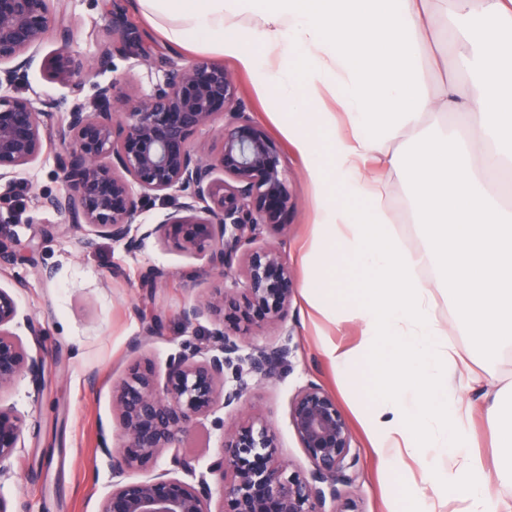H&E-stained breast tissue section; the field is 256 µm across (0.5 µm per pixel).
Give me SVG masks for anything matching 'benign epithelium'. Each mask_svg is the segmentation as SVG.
Masks as SVG:
<instances>
[{"mask_svg":"<svg viewBox=\"0 0 512 512\" xmlns=\"http://www.w3.org/2000/svg\"><path fill=\"white\" fill-rule=\"evenodd\" d=\"M128 0H109L105 18L114 41L101 44L98 68L115 69L114 57L146 56L138 30L128 18ZM56 36L62 47L41 61L51 79L71 87L77 98L58 130L64 145L56 157L62 190L42 193L38 206L65 217L75 227L128 251L151 237L208 256L224 286L200 294L183 308L194 325L213 323L205 344L186 341L170 355L164 383L149 364H136L112 389V413L122 429V447L111 450L112 471L152 463L172 450L171 468L149 479L119 482L102 500L99 512H353L342 487L354 481L359 458L351 452L352 434L336 399L309 382L292 398L288 420L310 462L302 470L284 458L275 428L259 416L222 431L219 458L207 473L177 448L199 418L217 406L238 409L254 386L280 377L292 355L290 333L275 343L244 348L237 337L259 323L285 319L294 291L292 271L274 239L287 228L283 216L294 200L280 168L279 152L241 99L224 67L204 62L157 64L161 75L143 95L124 90V75L95 82L94 94L80 99L84 83L97 71L74 80L67 52L71 30L63 23L62 0H0V181L35 163L47 141L45 118L51 99L14 95L16 82L37 60L41 44ZM223 119L220 150L205 154L192 138ZM14 187L0 192V223L13 212ZM159 199L170 209L153 227L136 223L146 203ZM16 279L0 287V393L27 377L39 389L43 371L44 329L21 315ZM31 336L26 347L17 329ZM27 427L10 405L0 403V475L7 469ZM191 476L184 480L175 473Z\"/></svg>","mask_w":512,"mask_h":512,"instance_id":"1","label":"benign epithelium"}]
</instances>
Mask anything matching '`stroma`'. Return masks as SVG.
<instances>
[{
  "instance_id": "obj_1",
  "label": "stroma",
  "mask_w": 512,
  "mask_h": 512,
  "mask_svg": "<svg viewBox=\"0 0 512 512\" xmlns=\"http://www.w3.org/2000/svg\"><path fill=\"white\" fill-rule=\"evenodd\" d=\"M103 3H64L65 23L74 30L69 54L83 70L95 64L101 43L109 37ZM128 15L145 39L165 55L182 63L218 64L232 74L239 97L279 150L281 168L295 202L285 218L286 234L278 242L297 283L287 318L280 324L251 328L241 342L247 347L271 344L287 331L296 350L279 379L252 390L240 410L220 408L217 416L231 428L241 416L259 414L275 428L283 456L301 469H309V460L289 425L288 409L300 387L317 382L336 398L352 430L351 446L359 465L344 494L356 512H415L420 468L411 461L385 466L373 455L355 415V399L321 352L322 344L329 340L344 348L353 347L362 323L351 318L333 324L305 299L301 248L313 235L314 188L303 159L289 140L284 109L260 87L255 75L232 58L207 45L173 51L136 9H129ZM16 92L23 97L56 100L58 109L48 122L52 129L72 100L68 87L50 81L37 66L29 70ZM61 149L58 139H49L39 160L19 169L15 220L0 224V236L8 239L17 256L16 263L0 273V286H10L12 278H23L27 286L16 293L18 306L47 332L41 389H34L30 380L23 378L0 394V400L14 406L29 426L8 474L0 477V497L22 506L24 512H98L114 481L112 462L99 441L107 439V448L114 449L122 443L119 422L112 414L113 385L138 360L150 363L157 376H164L166 361L180 343H204L211 327L206 320L188 326L180 318L182 308L214 284L206 256L155 239L136 252L106 238L97 239L95 246L88 248L83 241L92 236L90 227L71 228L63 217L36 206L37 195L54 193L61 187L55 177L56 155ZM392 184L393 197L405 213L397 226L398 234L407 248L423 247L426 240L414 211L415 192L406 174L393 176ZM45 267L54 268V278L41 276ZM152 269L162 273L154 288L143 281L145 272ZM153 319L159 332L145 335L144 328ZM135 339L140 347L134 352L129 345ZM454 385L474 406L471 426L476 449L485 461H492L496 450L482 390L469 387L462 378L455 379ZM221 440L211 419H203L183 442L181 451L193 458L197 471L202 472L218 455Z\"/></svg>"
}]
</instances>
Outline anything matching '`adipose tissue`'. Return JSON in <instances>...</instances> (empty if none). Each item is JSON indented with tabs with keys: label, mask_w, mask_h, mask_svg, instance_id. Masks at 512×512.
Segmentation results:
<instances>
[{
	"label": "adipose tissue",
	"mask_w": 512,
	"mask_h": 512,
	"mask_svg": "<svg viewBox=\"0 0 512 512\" xmlns=\"http://www.w3.org/2000/svg\"><path fill=\"white\" fill-rule=\"evenodd\" d=\"M172 48L207 44L254 71L286 102L316 190L304 287L323 313L363 323L351 350L326 342L341 381L361 396L366 361L377 398L365 402L370 446L395 463L434 451L431 494L462 490L460 512H496L495 483H512V403L486 408L494 471L469 447L472 404L450 386L465 368L435 317L434 291L453 292L455 323L480 354L512 347V204L496 182L512 171V0H138ZM253 25H244L243 15ZM434 61L441 82H428ZM475 79V88L458 82ZM333 93L339 113L329 112ZM413 135L410 157L388 143ZM483 160L474 163V144ZM417 191L424 248L392 226L389 176Z\"/></svg>",
	"instance_id": "1"
}]
</instances>
